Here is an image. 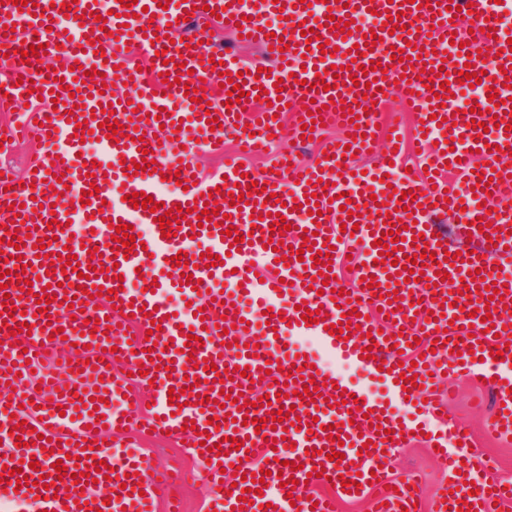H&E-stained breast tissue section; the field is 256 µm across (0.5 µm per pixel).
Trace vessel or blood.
<instances>
[{
    "mask_svg": "<svg viewBox=\"0 0 512 512\" xmlns=\"http://www.w3.org/2000/svg\"><path fill=\"white\" fill-rule=\"evenodd\" d=\"M138 0L131 8L119 0H37L36 6L19 7L0 0V94L26 97L36 91L42 104L37 114H22L14 133L58 145L57 154H41L27 162L23 175L5 171L0 176V273H22V282L9 283V297L0 307V439L9 449L0 455V479L7 491L21 500L36 502L40 512H62L60 498L71 493L88 496L94 481L109 480L111 501L104 512H122L134 503L137 512H153L154 492L163 487L161 468L146 457H126L125 432H171L188 448L201 452L208 469L219 474L221 465L234 464L249 476L266 469L259 494L251 502L242 499L243 489L222 483L213 491L216 512H335L336 501L307 499L308 474L325 473L334 488L346 480H358L361 488H380L375 512H417V479L385 485L387 471L381 466L382 451L403 444L409 431L406 419L323 365L308 367L306 355L286 345V336L311 335L321 348L337 358L351 361L381 379L392 398L419 403L429 418L443 420L446 411L435 391V378L456 370L484 380L496 408L488 421L497 435L512 433V273L501 269L500 260L512 254V0H325L313 10L304 0ZM106 16V25L89 22L90 13ZM401 16L403 26L393 29L391 19ZM355 20L352 33L334 29L333 17ZM471 21L478 32L476 43L454 49L452 57L440 55L458 29L459 20ZM221 23L226 31L243 29L249 42L260 48L256 62L238 61L235 51L208 49L206 24ZM313 29L315 40L302 36ZM494 28L488 37L486 28ZM380 36L373 50L359 51L368 33ZM56 48L62 63L45 71H21V48L28 41ZM136 45L150 59L155 74L145 83L127 50ZM404 51L407 60L393 59ZM479 57L468 60L467 55ZM359 67H352V60ZM380 62L384 78L369 70L370 61ZM471 63L481 83L469 99V110L459 108L460 66ZM339 66V75L329 74ZM107 78L125 83L128 94L103 90L88 77L89 68ZM170 73L162 81L161 73ZM238 80L243 97L226 104L192 102L190 89L201 83H216L221 77ZM63 79L65 89L54 86ZM398 83L399 93L425 130L419 158L426 176L397 173L398 154L387 151L372 175L354 172L352 156L369 151L374 142L385 90ZM444 85L439 104L424 102L426 84ZM263 90L268 106L255 114L249 129L239 135V151L259 154L272 136L281 134L278 116L288 102L316 101L321 113L304 115V122L344 126L348 139L325 144L322 155L309 164L291 154H280L273 171L257 180L241 175L238 161L225 159L223 167L201 179L186 157L173 156L175 141H200L212 145L223 139L229 118L253 107L252 89ZM497 92L498 101L488 98ZM107 112H98V105ZM358 115L351 125L344 110ZM217 117L211 129L209 117ZM84 121V137L99 140L98 153L82 150V137L75 134L77 121ZM124 126L120 140L108 137L111 123ZM177 131V140H157L158 128ZM152 152L155 169L135 172L134 164L144 152ZM486 165L475 166L476 157ZM459 172L464 191L449 193L438 174ZM182 181L177 190L167 183ZM323 189H315V181ZM244 186L243 207L231 206L229 194ZM71 195H64V188ZM142 192L163 204L165 210L187 209L175 236L161 234L153 213L134 208L127 194ZM213 193L222 213L244 236L243 242L223 234L215 221H198L193 212L200 194ZM349 204H341L339 193ZM316 198L319 217L304 215L306 199ZM18 212H11V204ZM359 211V229L341 232L352 211ZM461 212L456 224L458 239L471 242L468 252H457L445 236L437 234L435 217ZM119 224L132 226L136 245L131 254L118 251L113 239ZM399 233V251L381 254L377 244L382 233ZM283 238V245L270 249L267 242ZM44 241L56 253L55 263L38 257L35 245ZM323 245L345 250L360 246L363 265L357 266V289L338 296L337 281H324L328 262L314 264L298 259L297 249ZM71 249L78 270H65L60 255ZM432 250L434 258L414 264L412 270H397L392 258L421 255ZM207 250L221 256L216 267L206 266L197 256ZM185 255L186 265H176L175 255ZM275 265L278 280L258 281L257 264ZM158 270L157 278L139 276V269ZM420 272L410 281V271ZM374 277L376 289L365 280ZM114 290L110 307L95 309L91 295L99 289ZM504 290L494 298V290ZM398 300L388 303L387 293ZM48 299L40 308L38 298ZM278 303L280 312L266 318L264 311ZM318 311L316 323L306 324L303 310ZM358 311V326L344 340L330 334L328 325L339 323L342 314ZM31 332H22L23 324ZM390 326L393 340H386L381 326ZM62 330L73 348V362L82 364L86 380L97 383L101 403L83 398L46 397L30 392L28 404L2 396L7 384L30 377L42 369L48 337ZM195 335L202 347L189 349L185 342ZM421 339L423 363L404 362L402 351ZM502 347L503 357L492 351ZM461 353L449 362V350ZM142 365L141 384H152V405L142 412L140 404L113 410L112 401L126 393V376L120 362ZM416 379L405 388L400 376ZM262 381L272 401L264 406L226 410L217 404L220 393L231 396L249 392L253 381ZM193 382L192 397H185V382ZM315 382L319 398L304 396L308 382ZM355 394L343 401L342 392ZM285 415L282 427L256 429L255 419L273 412ZM103 426L91 430L96 415ZM27 429L13 435L16 423ZM243 449H236V441ZM469 434L460 427L434 438L436 455L459 467L456 444H469ZM221 455H211V446ZM262 449L264 461L254 466L249 450ZM341 452V462L330 453ZM36 459L37 468L27 467ZM106 461L111 473L98 471L97 461ZM68 467L58 476L54 465ZM21 469L28 485L15 487L10 470ZM512 502V480L476 482L453 494H439L430 512H498Z\"/></svg>",
    "mask_w": 512,
    "mask_h": 512,
    "instance_id": "1",
    "label": "vessel or blood"
}]
</instances>
